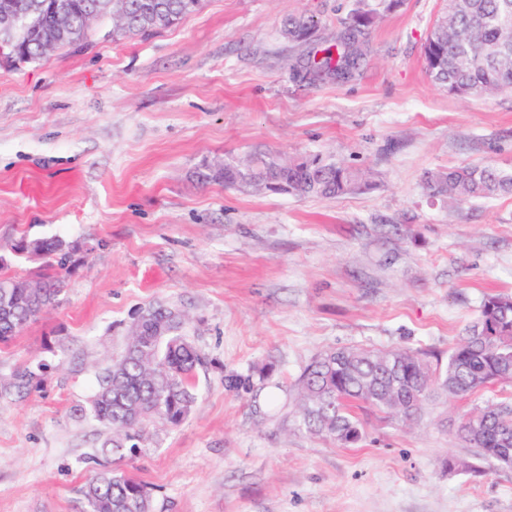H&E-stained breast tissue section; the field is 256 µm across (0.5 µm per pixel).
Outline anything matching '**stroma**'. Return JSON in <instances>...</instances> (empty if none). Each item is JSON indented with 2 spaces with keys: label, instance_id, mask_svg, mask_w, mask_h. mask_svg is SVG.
<instances>
[{
  "label": "stroma",
  "instance_id": "1",
  "mask_svg": "<svg viewBox=\"0 0 512 512\" xmlns=\"http://www.w3.org/2000/svg\"><path fill=\"white\" fill-rule=\"evenodd\" d=\"M356 0H202L178 23L0 66V245L82 244L60 301L0 349V512H83L85 459L108 429L85 416L97 375L142 308L184 311L206 359L177 427L147 428L120 464L153 512H512V468L482 475L455 434L512 384L436 395L412 424L362 409L342 448L296 422L291 386L336 348L447 358L487 296L512 295V196L430 195L427 173L512 168V96L431 81L423 44L445 0H400L346 80L309 74ZM316 27L304 42L288 17ZM272 148L373 168L333 199L252 194L194 177ZM40 361L26 389L14 374ZM252 375L251 388L225 385ZM456 468H449V461ZM314 20L304 15L289 17L284 23L283 32L292 41L307 40L314 29Z\"/></svg>",
  "mask_w": 512,
  "mask_h": 512
}]
</instances>
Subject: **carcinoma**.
<instances>
[{"mask_svg":"<svg viewBox=\"0 0 512 512\" xmlns=\"http://www.w3.org/2000/svg\"><path fill=\"white\" fill-rule=\"evenodd\" d=\"M40 12L35 26L20 41L32 61L42 56L40 35L53 25V0H36ZM72 25L57 47L88 38L85 15L106 16L107 0H70ZM201 0H115L125 23L113 35L136 36L155 30L153 13L162 8L164 26L196 10ZM370 0H358L343 21L336 48L310 62L316 77L346 79L359 68L362 44L374 23ZM314 20L293 16L283 32L292 41L307 40ZM433 83L459 97L512 95V0H447L446 11L435 21L424 46ZM202 184L252 193H277L288 184L297 197L337 198L361 194L374 185V174L320 154L287 159L270 149H259L224 165L208 164L196 171ZM435 196L456 202L512 194V169L493 165H461L427 175ZM74 246L61 239L20 238L0 246V270L6 253L46 259L34 280L0 277V345L6 346L31 321L59 303L64 275L69 273ZM184 314L175 308L151 304L130 327L123 355L97 377L89 414L112 430L103 443V455L121 461L137 452L143 425L156 422L177 426L196 401L195 373L205 364L199 350L183 334ZM512 382V296L487 297L476 324L448 355L446 364L433 365L425 353L410 348H349L327 351L314 358L300 375L299 425L340 446L357 444L362 427L352 408L356 403L385 411L410 422L421 414L431 391L448 397L476 393L495 383ZM457 436L481 450L485 459L511 466L502 449L512 453V404L487 403L466 414ZM96 465L82 495L86 512H152V492L143 482L91 457Z\"/></svg>","mask_w":512,"mask_h":512,"instance_id":"cac0c4a2","label":"carcinoma"}]
</instances>
